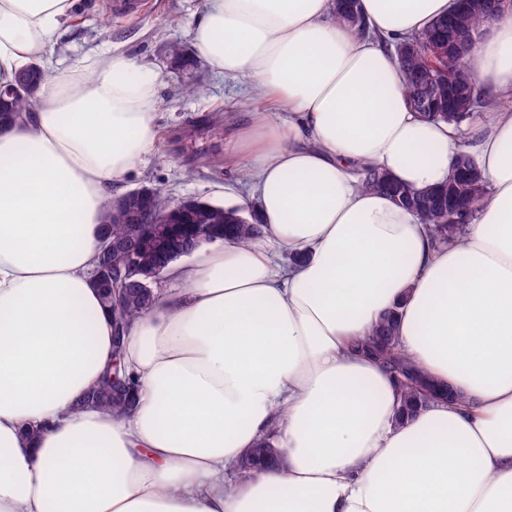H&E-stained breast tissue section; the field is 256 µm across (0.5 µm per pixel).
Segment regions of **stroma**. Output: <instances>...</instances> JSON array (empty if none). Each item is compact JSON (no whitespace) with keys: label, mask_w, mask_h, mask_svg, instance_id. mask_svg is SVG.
Instances as JSON below:
<instances>
[{"label":"stroma","mask_w":512,"mask_h":512,"mask_svg":"<svg viewBox=\"0 0 512 512\" xmlns=\"http://www.w3.org/2000/svg\"><path fill=\"white\" fill-rule=\"evenodd\" d=\"M130 15L114 14L111 0H77L72 18L44 60L65 66L91 50L115 48L158 74L160 140L140 170L124 178L121 189L162 186L172 199L201 198L224 206L239 203V175L212 167L211 159L237 152L235 132L258 108L233 82L201 66L202 94L182 91L181 80L163 57L173 40L190 43L204 0H139Z\"/></svg>","instance_id":"stroma-1"}]
</instances>
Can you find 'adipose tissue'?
Returning a JSON list of instances; mask_svg holds the SVG:
<instances>
[{
    "label": "adipose tissue",
    "mask_w": 512,
    "mask_h": 512,
    "mask_svg": "<svg viewBox=\"0 0 512 512\" xmlns=\"http://www.w3.org/2000/svg\"><path fill=\"white\" fill-rule=\"evenodd\" d=\"M76 0H0V88L57 43ZM458 0H205L215 74L269 111L237 133L265 240L166 269L124 350L137 406L86 403L112 355L94 286L112 186L159 136L158 76L101 49L53 68L0 129V512H512V14L467 64L503 101L467 129L407 101L386 41ZM469 152L489 183L461 238L364 189L362 166L426 189ZM396 312L400 352L458 401L400 415L358 347ZM273 439L254 478L240 460Z\"/></svg>",
    "instance_id": "ef3b65f1"
}]
</instances>
